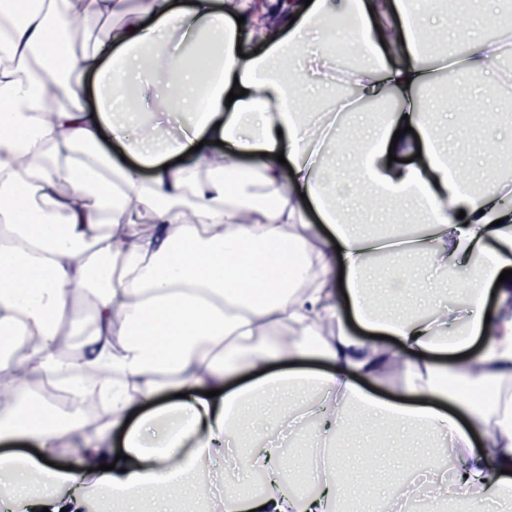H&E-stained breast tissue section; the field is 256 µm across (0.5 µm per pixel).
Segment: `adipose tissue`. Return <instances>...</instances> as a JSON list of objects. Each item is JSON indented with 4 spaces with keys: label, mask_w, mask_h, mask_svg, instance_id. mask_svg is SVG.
Returning a JSON list of instances; mask_svg holds the SVG:
<instances>
[{
    "label": "adipose tissue",
    "mask_w": 512,
    "mask_h": 512,
    "mask_svg": "<svg viewBox=\"0 0 512 512\" xmlns=\"http://www.w3.org/2000/svg\"><path fill=\"white\" fill-rule=\"evenodd\" d=\"M427 3L289 0L276 33L243 58L239 22L261 23L253 0H86L120 22L96 42L73 0H0V373L33 366L46 378L65 370L92 380L109 396L104 414L124 428L120 446L83 442L82 465L52 467L81 426L49 400H24L23 382L9 384L18 401L0 442L30 450L0 454V512H90L104 493L139 512L144 492L151 512H173L176 494L205 500L209 512H332L336 461L326 451L352 422L432 433L463 459L464 472L406 480L404 500H440L454 486L473 503L488 493L512 503V398L488 406L465 396L512 384V278L499 279L512 268V179L481 190L461 178L447 137L422 111L384 113L363 131L358 184L326 165L363 97L422 98L437 72L479 75L512 54L504 31L428 57L424 36L439 26L425 20ZM340 14L359 65L338 69L325 49L309 71L308 38L331 37ZM338 83L356 96L304 120L300 99ZM236 84L246 94L229 99ZM151 87L161 111L187 120L175 134L141 122L126 140L129 99ZM108 131L132 163L102 150ZM392 155L401 166L389 165ZM354 201L399 216L416 208L429 233H364L345 218ZM133 202L150 208L158 231L128 246L102 228L116 222L118 204ZM309 204L319 225L307 222ZM374 254L395 265L408 310L379 302L367 265ZM415 257L436 272L429 295L465 279L466 305L415 313L404 270ZM490 289L496 308L472 317ZM78 297L93 298V317L77 322L82 357L65 361L55 347ZM310 356L326 370L275 366ZM393 366L403 404L368 393ZM238 372L249 380L229 385ZM169 390L182 400L156 405ZM139 407L143 415L128 421ZM268 408L279 419L252 467L266 469L281 440L323 414L309 472L323 495L300 497L277 479L255 500L231 489L201 495L209 463L234 461Z\"/></svg>",
    "instance_id": "adipose-tissue-1"
}]
</instances>
